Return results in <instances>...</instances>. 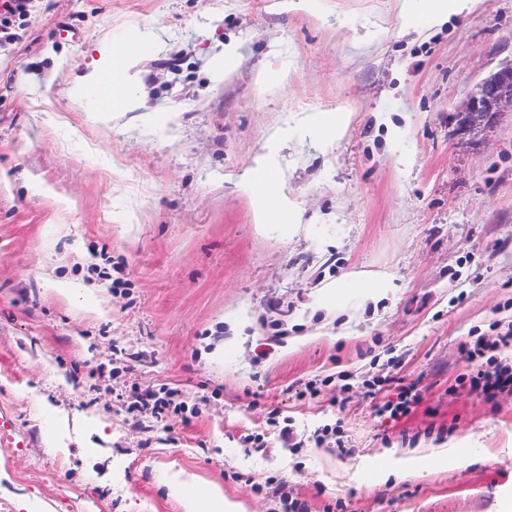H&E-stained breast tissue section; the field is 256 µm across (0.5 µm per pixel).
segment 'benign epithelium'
I'll return each instance as SVG.
<instances>
[{"label":"benign epithelium","instance_id":"1","mask_svg":"<svg viewBox=\"0 0 512 512\" xmlns=\"http://www.w3.org/2000/svg\"><path fill=\"white\" fill-rule=\"evenodd\" d=\"M508 111L512 112V65L478 83L467 95L456 120L460 127L471 131Z\"/></svg>","mask_w":512,"mask_h":512}]
</instances>
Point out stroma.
<instances>
[{
	"label": "stroma",
	"instance_id": "1",
	"mask_svg": "<svg viewBox=\"0 0 512 512\" xmlns=\"http://www.w3.org/2000/svg\"><path fill=\"white\" fill-rule=\"evenodd\" d=\"M8 33L0 512H184L177 481L240 512L283 484L304 512H500L512 395L462 378L512 329V112L452 115L512 64V0L415 29L400 0H28ZM139 40L133 106L102 111L78 79ZM261 156L293 223L254 222ZM377 377L421 403L380 419ZM164 384L199 412L128 410ZM275 413L303 448L245 442ZM350 122V113H342L338 119L336 116L317 115L312 121L313 132L323 138H337L343 135Z\"/></svg>",
	"mask_w": 512,
	"mask_h": 512
}]
</instances>
